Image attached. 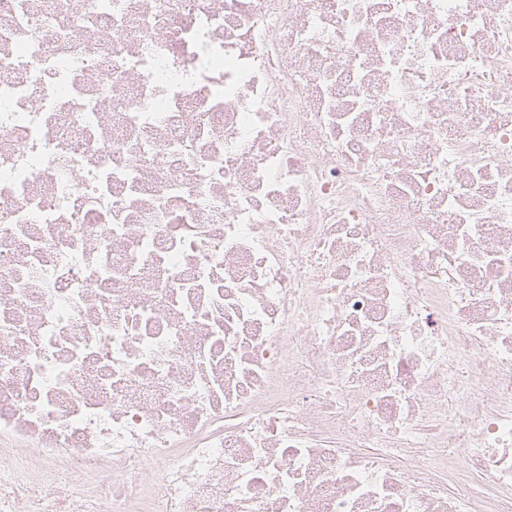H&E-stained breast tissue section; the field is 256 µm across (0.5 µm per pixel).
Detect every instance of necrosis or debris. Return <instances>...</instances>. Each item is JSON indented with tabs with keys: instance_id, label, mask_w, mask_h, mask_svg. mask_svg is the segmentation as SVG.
I'll return each mask as SVG.
<instances>
[{
	"instance_id": "1",
	"label": "necrosis or debris",
	"mask_w": 512,
	"mask_h": 512,
	"mask_svg": "<svg viewBox=\"0 0 512 512\" xmlns=\"http://www.w3.org/2000/svg\"><path fill=\"white\" fill-rule=\"evenodd\" d=\"M40 3L0 512H512V0Z\"/></svg>"
}]
</instances>
